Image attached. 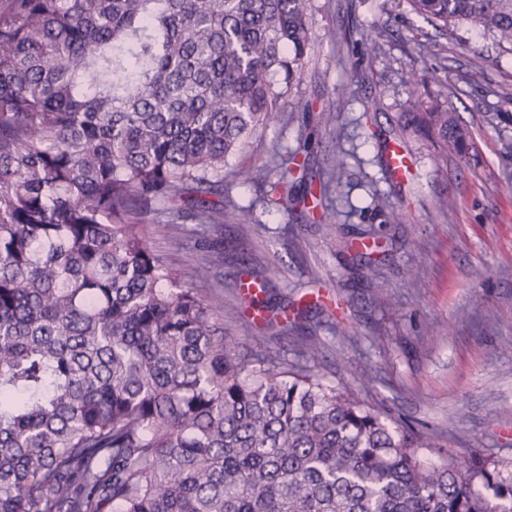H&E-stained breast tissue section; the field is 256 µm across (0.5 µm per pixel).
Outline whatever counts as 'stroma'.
I'll return each instance as SVG.
<instances>
[{
    "mask_svg": "<svg viewBox=\"0 0 512 512\" xmlns=\"http://www.w3.org/2000/svg\"><path fill=\"white\" fill-rule=\"evenodd\" d=\"M307 25L310 49L278 119L224 164V197L250 223L209 230L150 214L139 230L188 274L211 246L216 262L202 286L236 308L224 333L240 352L267 349L302 364L316 347L323 382L350 385L364 403L433 436L425 459L512 458V198L501 192L512 179V104L502 100L512 93V50L468 21L440 27L408 0H309ZM370 30L383 39L374 57L363 45ZM476 55L479 73L469 66ZM411 68L426 82L409 86ZM416 107L448 109L468 127L466 154L416 132ZM394 145L408 158L400 179L387 165ZM299 157L317 175L344 159L343 184L325 201L335 223L271 204L272 185ZM243 168L251 181L240 179ZM393 208L404 223H382ZM369 229L374 275L361 281L351 248ZM245 276L267 279L287 322L266 330L248 315L238 289Z\"/></svg>",
    "mask_w": 512,
    "mask_h": 512,
    "instance_id": "obj_1",
    "label": "stroma"
}]
</instances>
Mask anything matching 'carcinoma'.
<instances>
[{"instance_id":"obj_1","label":"carcinoma","mask_w":512,"mask_h":512,"mask_svg":"<svg viewBox=\"0 0 512 512\" xmlns=\"http://www.w3.org/2000/svg\"><path fill=\"white\" fill-rule=\"evenodd\" d=\"M409 4L512 46V0ZM307 6L0 0V512H512V459L429 467L430 434L239 353L222 297L136 231L159 201L249 221L224 160L277 118L274 76L301 74ZM429 123L446 149L470 138L446 110ZM274 191L305 202L286 171Z\"/></svg>"}]
</instances>
